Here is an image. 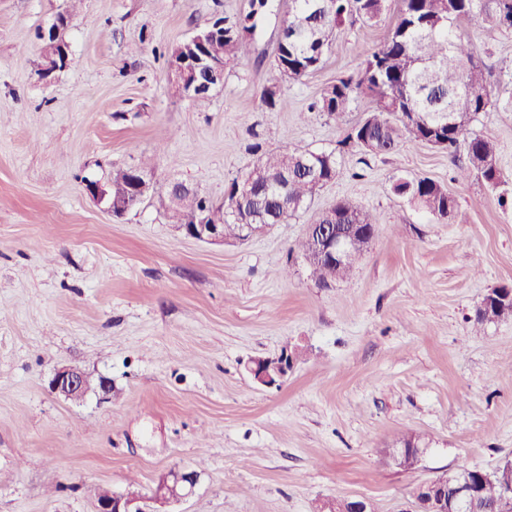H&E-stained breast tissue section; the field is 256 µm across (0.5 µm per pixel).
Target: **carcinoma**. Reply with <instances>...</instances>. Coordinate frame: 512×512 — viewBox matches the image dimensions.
Segmentation results:
<instances>
[{
  "mask_svg": "<svg viewBox=\"0 0 512 512\" xmlns=\"http://www.w3.org/2000/svg\"><path fill=\"white\" fill-rule=\"evenodd\" d=\"M268 0H249V11L224 18V35L212 42L215 59L229 68L252 54L248 33L256 28L257 17ZM293 8L278 42L273 68L283 79L300 82L315 72L335 38L345 33L348 20L372 24L385 10V0H291ZM463 21L484 22L512 31V0H400L399 17L388 36L351 73L329 85L308 110L340 116L350 111L355 98L367 94L375 106L365 124L349 131L332 150L296 148L291 152L266 154L247 172L252 195L240 206L239 217L224 221V236L243 238V225L261 215L294 216L316 193L321 181L336 177L339 158L345 153L388 154L406 139L438 143L456 151L466 144L468 163L458 178L471 177L492 188L503 183L496 146L491 138L471 131L477 115L495 108L512 112V95L493 98L486 89L483 64L476 60L469 45L456 33ZM308 158L315 163L305 167L297 162ZM129 169L112 172V196L123 199L130 208L138 202L127 198ZM395 194L429 213L448 218L455 199L430 178H400L393 185ZM181 207L190 219L221 210L198 193L181 198ZM336 223H378L377 218L347 200L336 202ZM361 253H355L336 273L328 264L310 262L311 273L325 284L347 277ZM512 487V466L495 471L481 487L477 512H512L499 506V486Z\"/></svg>",
  "mask_w": 512,
  "mask_h": 512,
  "instance_id": "obj_1",
  "label": "carcinoma"
}]
</instances>
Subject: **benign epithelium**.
<instances>
[{"label": "benign epithelium", "instance_id": "benign-epithelium-1", "mask_svg": "<svg viewBox=\"0 0 512 512\" xmlns=\"http://www.w3.org/2000/svg\"><path fill=\"white\" fill-rule=\"evenodd\" d=\"M211 34L195 35L192 44L182 52L173 55L175 79L186 87L185 97L195 100L208 95L210 89L218 82L224 81V70L213 65L207 53ZM153 190L148 174L137 170L132 174V196L143 201ZM334 213L325 214L324 222L309 224L306 235L316 240L317 254L327 257L337 264L345 262L350 252L363 245L364 238H373L374 231L362 230L359 233L344 234L337 231L336 225L328 223ZM185 235L194 239L214 242L224 241V231L219 221L202 220L194 224H180ZM288 356L282 354L273 359L253 361L250 373L263 386H273L282 380L288 372ZM52 392L75 401L86 397L93 391L101 398H110L111 382L103 378L95 389L89 387L83 371L74 367H61L55 370L49 383ZM488 473L482 470H464L453 476L442 474L429 479L412 492L414 510L412 512H461L462 506L473 508L474 481L485 478ZM199 479V472L170 471L161 477L156 489L149 496H128L102 489L97 494L96 512H168L167 507L178 503L194 488Z\"/></svg>", "mask_w": 512, "mask_h": 512}]
</instances>
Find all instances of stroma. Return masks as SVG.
Masks as SVG:
<instances>
[{
	"label": "stroma",
	"mask_w": 512,
	"mask_h": 512,
	"mask_svg": "<svg viewBox=\"0 0 512 512\" xmlns=\"http://www.w3.org/2000/svg\"><path fill=\"white\" fill-rule=\"evenodd\" d=\"M65 6L0 0V512H96L98 488L133 478L145 492L194 468L176 512H314L336 498L405 512L426 480L512 459V317L473 323L485 295L512 286V112L472 123L498 145L505 190L457 179L465 149L408 140L344 154L287 223L202 242L169 219L170 183L217 204L263 153L334 149L371 98L339 118L307 106L386 38L397 0L300 82L270 66L291 8L270 0L252 57L201 107L169 93L171 50L244 0H84L62 32L69 61L45 79L38 34ZM458 33L491 94H512V32ZM271 85L286 107L262 104ZM148 161L154 190L122 217L86 189ZM401 177L442 185L454 213L396 195ZM341 199L379 222L350 276L321 286L295 245ZM284 351L283 382H255L251 362ZM64 366L110 379L111 399L51 392ZM411 434L426 452L406 471L380 451Z\"/></svg>",
	"instance_id": "obj_1"
}]
</instances>
